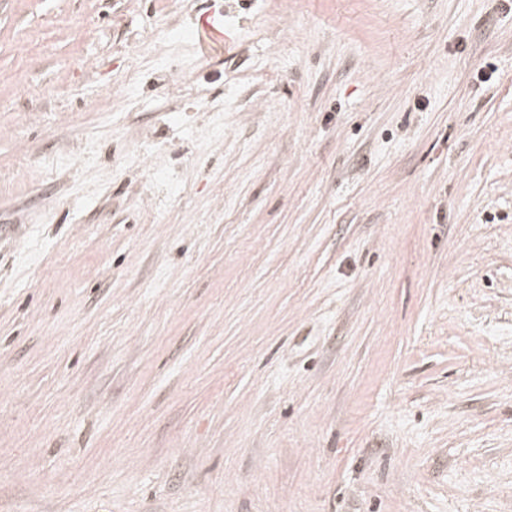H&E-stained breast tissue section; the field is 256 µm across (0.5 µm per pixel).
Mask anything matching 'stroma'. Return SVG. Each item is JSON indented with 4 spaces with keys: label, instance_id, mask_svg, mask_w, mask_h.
<instances>
[{
    "label": "stroma",
    "instance_id": "stroma-1",
    "mask_svg": "<svg viewBox=\"0 0 512 512\" xmlns=\"http://www.w3.org/2000/svg\"><path fill=\"white\" fill-rule=\"evenodd\" d=\"M0 512H512V0H0Z\"/></svg>",
    "mask_w": 512,
    "mask_h": 512
}]
</instances>
